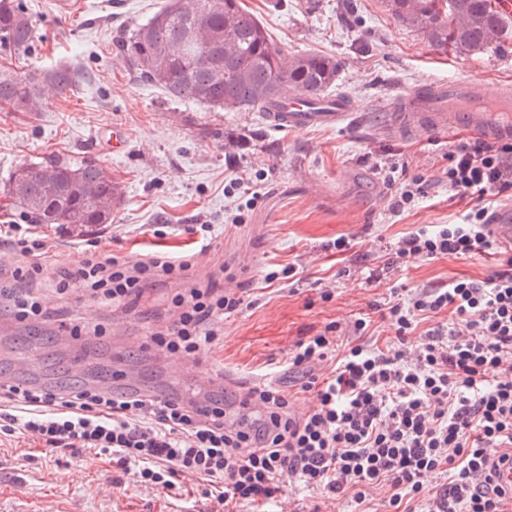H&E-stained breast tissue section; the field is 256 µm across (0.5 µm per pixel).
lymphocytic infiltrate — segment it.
Returning a JSON list of instances; mask_svg holds the SVG:
<instances>
[{
	"mask_svg": "<svg viewBox=\"0 0 512 512\" xmlns=\"http://www.w3.org/2000/svg\"><path fill=\"white\" fill-rule=\"evenodd\" d=\"M442 180L449 203L462 208L458 222L400 238L385 253L384 271L486 255L498 256L497 269L481 280L392 286L375 305L394 330L386 345L373 340L364 317L351 330L331 322L298 341L287 365L308 372L303 389L316 404L306 413L294 411L290 392L264 382L243 396V406L259 414L254 421L233 419L220 401L0 383V431L93 452L136 485L169 496L183 494L178 477L193 478L224 512L275 499L291 482L344 496L353 512H374L377 489L388 493L392 512H512V492L492 483L490 454L512 446V251L489 230L492 204L512 190V142L459 140ZM0 245L28 259L0 264V306L21 322L46 317L43 284L125 310L156 283L186 280L198 259L194 252L126 257L85 248L74 268L47 280L43 243L29 225L0 229ZM251 305L248 290L188 282L170 300V323L145 342L201 362L223 336L225 318Z\"/></svg>",
	"mask_w": 512,
	"mask_h": 512,
	"instance_id": "f902f5d3",
	"label": "lymphocytic infiltrate"
}]
</instances>
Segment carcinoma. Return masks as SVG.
Returning <instances> with one entry per match:
<instances>
[{
  "label": "carcinoma",
  "instance_id": "cac0c4a2",
  "mask_svg": "<svg viewBox=\"0 0 512 512\" xmlns=\"http://www.w3.org/2000/svg\"><path fill=\"white\" fill-rule=\"evenodd\" d=\"M399 22L436 49L487 50L512 33L497 0H382ZM34 28L22 0H0V112H34L50 85L60 93L75 84L68 67L19 75L12 61L29 55ZM117 51L147 82L171 97L229 112L263 111L294 88L318 98L336 85V58H284L241 0H166L147 21L119 40ZM9 192L37 224L79 229L109 224L121 199L111 174L94 158L50 159L17 167Z\"/></svg>",
  "mask_w": 512,
  "mask_h": 512
}]
</instances>
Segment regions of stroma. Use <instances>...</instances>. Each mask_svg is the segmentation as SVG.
<instances>
[{"label": "stroma", "mask_w": 512, "mask_h": 512, "mask_svg": "<svg viewBox=\"0 0 512 512\" xmlns=\"http://www.w3.org/2000/svg\"><path fill=\"white\" fill-rule=\"evenodd\" d=\"M164 0H23L35 31L28 68L69 66L73 89L46 93L38 111L0 112V226L20 223L22 212L5 193L11 171L51 157L97 159L115 178L122 198L112 222L79 236L54 224L32 225L47 250L49 268L70 266L78 247L97 243L107 254L127 255L142 245L179 252L192 247V226L213 227L214 245L199 260L202 271L225 266L232 287L254 288V306L224 321V339L205 368L224 371V401L254 384L276 381L297 391L301 376L283 366L310 329L335 321L350 328L355 317L371 319L370 332L389 340L393 331L370 305L385 284H365L380 269L386 246L418 229L453 222L458 206L436 180L447 164L450 140L417 132L406 138L379 136L396 96L432 80L478 79L488 86L512 81V38L481 54H456L429 46L423 36L388 14L381 0H243L284 57L323 54L342 68L328 96L350 98L353 108L333 126L274 129L261 112H225L170 98L141 81L117 53L115 43L146 21ZM128 138L124 154H112L113 128ZM390 158L408 175L433 186L404 212L388 208L390 191L375 162ZM247 179L243 194H228L233 176ZM340 237L355 238L345 254L324 252ZM496 257L417 263L392 274L411 287L467 276L483 279ZM293 264L299 282L265 286L267 266ZM330 300H321L324 288ZM176 282L150 289L132 309L117 310L108 337L93 342L66 338L62 318L93 320L103 311L82 293L60 299L44 290L53 319L30 325L0 317V378L24 382L15 358L38 352L44 379L72 383L74 358H82L90 383H129L163 391L189 386L199 399L215 390L188 362L141 351L148 332L168 322L166 299ZM350 512L348 499L288 485L269 506L279 512ZM204 486L175 499L137 487L116 464L93 453H58L35 447L21 434L0 437V512H211Z\"/></svg>", "instance_id": "stroma-1"}]
</instances>
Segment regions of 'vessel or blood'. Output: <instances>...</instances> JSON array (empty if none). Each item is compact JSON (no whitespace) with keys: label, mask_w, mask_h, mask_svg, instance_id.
I'll use <instances>...</instances> for the list:
<instances>
[{"label":"vessel or blood","mask_w":512,"mask_h":512,"mask_svg":"<svg viewBox=\"0 0 512 512\" xmlns=\"http://www.w3.org/2000/svg\"><path fill=\"white\" fill-rule=\"evenodd\" d=\"M351 109L344 97L317 101L295 94L281 99L264 119L280 129L333 126ZM390 109L381 133L391 138L418 131L452 135L464 128L490 142L512 141V85L508 83L492 89L472 80L434 82L397 96ZM490 230L500 244L512 246V206L496 211Z\"/></svg>","instance_id":"1"}]
</instances>
